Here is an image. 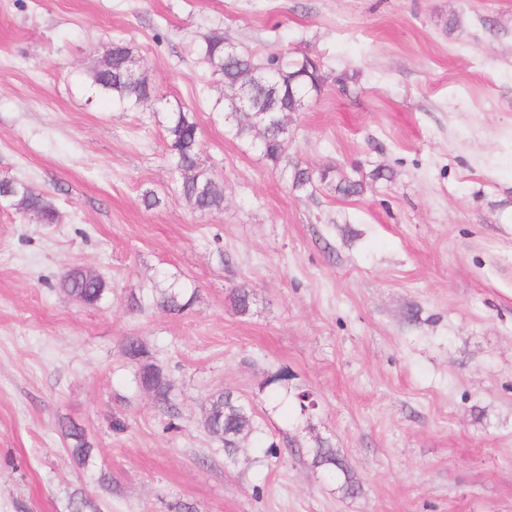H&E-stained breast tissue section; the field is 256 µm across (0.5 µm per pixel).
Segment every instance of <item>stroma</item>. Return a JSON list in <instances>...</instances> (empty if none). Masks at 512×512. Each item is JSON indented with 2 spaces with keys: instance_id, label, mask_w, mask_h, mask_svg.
Returning <instances> with one entry per match:
<instances>
[{
  "instance_id": "stroma-1",
  "label": "stroma",
  "mask_w": 512,
  "mask_h": 512,
  "mask_svg": "<svg viewBox=\"0 0 512 512\" xmlns=\"http://www.w3.org/2000/svg\"><path fill=\"white\" fill-rule=\"evenodd\" d=\"M212 34L320 62L288 152L361 195L296 190L225 127ZM118 40L156 89L135 111L91 81ZM178 110L220 211L178 191ZM0 179L60 215L0 206V512H69L76 493L94 512H512V0H0ZM74 267L107 282L99 305L59 289ZM174 281L197 292L175 314L149 301ZM130 336L168 404L137 386ZM282 368L312 414L267 386ZM221 390L268 447L226 456L203 426ZM70 423L95 448L83 468ZM321 439L347 474L314 465ZM9 205L25 216H40L41 224H55L59 221V212L52 199L32 189L25 190ZM133 352L139 356V368L136 371V383L142 389V385H151L157 394V401L162 404L169 402L171 383L167 375L154 363L148 360V351L139 337L130 336L125 341V355L132 359Z\"/></svg>"
}]
</instances>
